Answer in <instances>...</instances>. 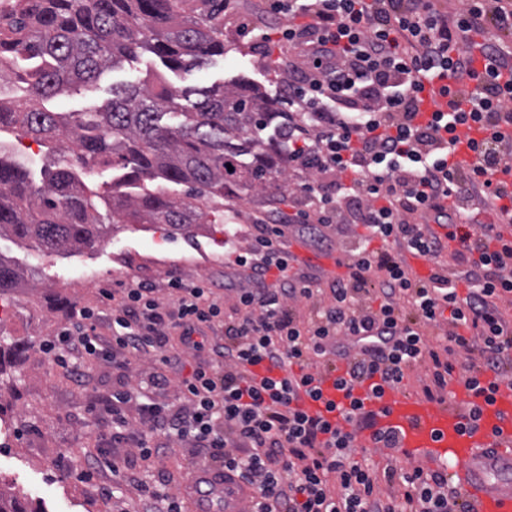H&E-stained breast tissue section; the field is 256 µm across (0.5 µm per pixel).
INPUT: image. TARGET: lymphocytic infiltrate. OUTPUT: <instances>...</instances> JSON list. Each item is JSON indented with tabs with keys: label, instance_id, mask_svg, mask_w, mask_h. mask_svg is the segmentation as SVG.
<instances>
[{
	"label": "lymphocytic infiltrate",
	"instance_id": "f902f5d3",
	"mask_svg": "<svg viewBox=\"0 0 512 512\" xmlns=\"http://www.w3.org/2000/svg\"><path fill=\"white\" fill-rule=\"evenodd\" d=\"M266 10L288 19L260 42L279 45L288 75L280 95L295 188L291 213L261 218L252 248L235 258L252 285L237 289L231 318L211 286L170 281L167 306L152 281L131 280L103 291L100 307L73 311L42 352L80 387L92 362L157 364L144 397L119 389L97 401L113 476L162 462L175 438L251 487L252 512H465L447 473H379L353 452L367 430L375 447L396 449L366 403L412 367L425 365L422 393L437 403L454 378L488 402L511 379L512 322L500 303L512 299V238L498 224L512 220V191L492 177L512 161L500 131L512 125V0H463L448 14L432 0H267ZM474 36L482 72L467 45ZM444 79L459 95L476 82L468 109L422 115L425 83ZM462 127L476 132L468 170L448 164ZM485 211L496 223H478ZM327 228L350 239L346 273L327 282L294 273L285 233ZM445 254L458 271L442 264ZM411 255L431 261L427 277L413 272ZM105 320L108 337L97 331ZM438 327L442 342L430 344L426 331ZM219 329L223 342L207 343ZM187 350L208 358L171 382L167 371ZM320 373L334 375L345 398L326 404L339 421L301 406L321 399ZM383 483L399 494L382 496Z\"/></svg>",
	"mask_w": 512,
	"mask_h": 512
}]
</instances>
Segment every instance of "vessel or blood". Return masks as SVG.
<instances>
[{"mask_svg":"<svg viewBox=\"0 0 512 512\" xmlns=\"http://www.w3.org/2000/svg\"><path fill=\"white\" fill-rule=\"evenodd\" d=\"M421 111L467 108L466 98L442 95L439 87L420 94ZM466 387L454 392L451 403L434 405L414 399L397 388L372 399L379 429L394 430L408 457L444 466L469 512H512V388H501L493 403L483 405L480 429L462 431V411L474 403ZM195 481L207 484L199 494L196 512H245L251 492L233 473L200 468Z\"/></svg>","mask_w":512,"mask_h":512,"instance_id":"1","label":"vessel or blood"}]
</instances>
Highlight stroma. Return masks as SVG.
Returning <instances> with one entry per match:
<instances>
[{"instance_id": "obj_1", "label": "stroma", "mask_w": 512, "mask_h": 512, "mask_svg": "<svg viewBox=\"0 0 512 512\" xmlns=\"http://www.w3.org/2000/svg\"><path fill=\"white\" fill-rule=\"evenodd\" d=\"M272 23L264 0H232L219 18L223 56L204 69L170 75V82L199 88L243 79L278 96L283 72L274 57L250 48L253 36ZM159 67L155 57L142 54L103 71L93 85L61 92L57 103L65 112L102 106L112 87L150 79ZM292 187L288 181L283 192L232 201L236 216L230 223L189 233L162 224H117L94 248L54 253L42 261L30 242L0 236V258L17 265L25 276L22 287L6 295L8 313L0 320V337L17 344L0 362V418L12 425L10 437L0 436V487L43 512H131L139 505L138 487L149 481L148 472L126 474L120 492L108 500L91 496L71 472L97 452L100 426L91 411L96 399L138 386L153 371V363L142 359L127 371L92 364L91 383L81 388L40 346L68 325L72 310L98 307L102 290L136 278L155 282L165 304L172 301L169 280L204 281L214 285L224 309H232L236 289L249 285L248 272L235 265L234 254L249 248L254 219L287 208ZM90 273L95 276L91 283L86 280Z\"/></svg>"}]
</instances>
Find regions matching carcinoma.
Returning <instances> with one entry per match:
<instances>
[{
	"label": "carcinoma",
	"mask_w": 512,
	"mask_h": 512,
	"mask_svg": "<svg viewBox=\"0 0 512 512\" xmlns=\"http://www.w3.org/2000/svg\"><path fill=\"white\" fill-rule=\"evenodd\" d=\"M0 26V133L20 131L51 146L50 165L35 177L0 155V234L28 239L41 256L92 248L109 224H165L189 232L224 221V200L280 190L288 165L284 136L259 133L274 121L273 100L247 82L179 89L166 73L202 68L224 55L217 24L224 0L206 17L182 12V0H23ZM149 53L166 72L150 82L112 88L97 111H57L65 88L95 82L102 70ZM122 171L92 190L73 167ZM233 171H228V167ZM187 187L185 196L168 192ZM19 273L0 261V297ZM0 512L30 509L0 490Z\"/></svg>",
	"instance_id": "obj_1"
}]
</instances>
